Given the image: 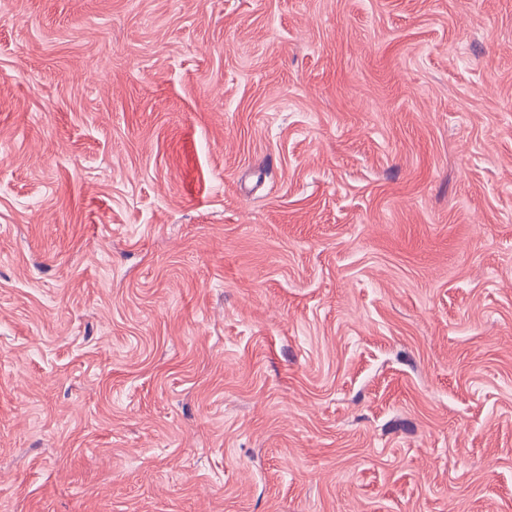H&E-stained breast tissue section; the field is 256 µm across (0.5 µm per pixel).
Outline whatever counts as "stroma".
<instances>
[{"mask_svg":"<svg viewBox=\"0 0 512 512\" xmlns=\"http://www.w3.org/2000/svg\"><path fill=\"white\" fill-rule=\"evenodd\" d=\"M0 512H512V0H0Z\"/></svg>","mask_w":512,"mask_h":512,"instance_id":"stroma-1","label":"stroma"}]
</instances>
